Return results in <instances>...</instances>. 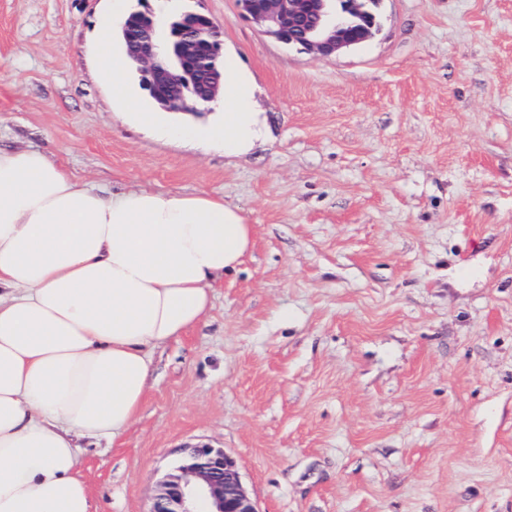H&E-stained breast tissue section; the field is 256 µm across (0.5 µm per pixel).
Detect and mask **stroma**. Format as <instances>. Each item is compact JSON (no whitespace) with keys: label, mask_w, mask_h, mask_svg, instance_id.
<instances>
[{"label":"stroma","mask_w":512,"mask_h":512,"mask_svg":"<svg viewBox=\"0 0 512 512\" xmlns=\"http://www.w3.org/2000/svg\"><path fill=\"white\" fill-rule=\"evenodd\" d=\"M208 14L266 131L225 156L117 110L109 0H0V146L107 190L204 191L254 245L153 355L142 409L79 472L149 512L185 447L224 449L260 512H512V0H383L322 58Z\"/></svg>","instance_id":"stroma-1"}]
</instances>
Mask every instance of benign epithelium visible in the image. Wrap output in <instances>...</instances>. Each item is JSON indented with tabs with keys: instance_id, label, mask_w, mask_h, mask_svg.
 Returning <instances> with one entry per match:
<instances>
[{
	"instance_id": "obj_1",
	"label": "benign epithelium",
	"mask_w": 512,
	"mask_h": 512,
	"mask_svg": "<svg viewBox=\"0 0 512 512\" xmlns=\"http://www.w3.org/2000/svg\"><path fill=\"white\" fill-rule=\"evenodd\" d=\"M130 12L123 28L143 88L169 112L217 101L224 92L221 32L201 12L164 26L149 7ZM381 0H236L241 14L278 42L320 57L337 56L378 29ZM150 512H259L237 464L222 448L185 449L157 486Z\"/></svg>"
}]
</instances>
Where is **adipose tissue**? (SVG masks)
Listing matches in <instances>:
<instances>
[{
    "label": "adipose tissue",
    "mask_w": 512,
    "mask_h": 512,
    "mask_svg": "<svg viewBox=\"0 0 512 512\" xmlns=\"http://www.w3.org/2000/svg\"><path fill=\"white\" fill-rule=\"evenodd\" d=\"M115 103L139 107L110 24L96 37ZM250 78L224 59V120L176 135L247 152L263 122ZM253 246L243 211L205 192L108 191L36 149H0V512H95L82 443L138 416L154 352L212 308V282Z\"/></svg>",
    "instance_id": "obj_1"
}]
</instances>
